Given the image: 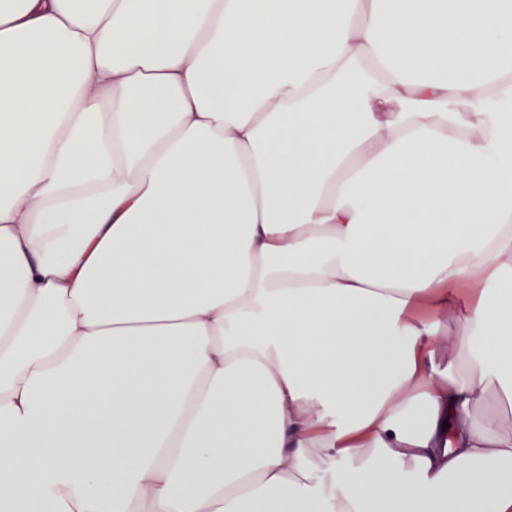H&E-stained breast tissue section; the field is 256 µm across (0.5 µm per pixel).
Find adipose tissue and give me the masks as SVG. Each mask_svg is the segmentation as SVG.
<instances>
[{
	"label": "adipose tissue",
	"mask_w": 512,
	"mask_h": 512,
	"mask_svg": "<svg viewBox=\"0 0 512 512\" xmlns=\"http://www.w3.org/2000/svg\"><path fill=\"white\" fill-rule=\"evenodd\" d=\"M512 0H0V512H512Z\"/></svg>",
	"instance_id": "obj_1"
}]
</instances>
